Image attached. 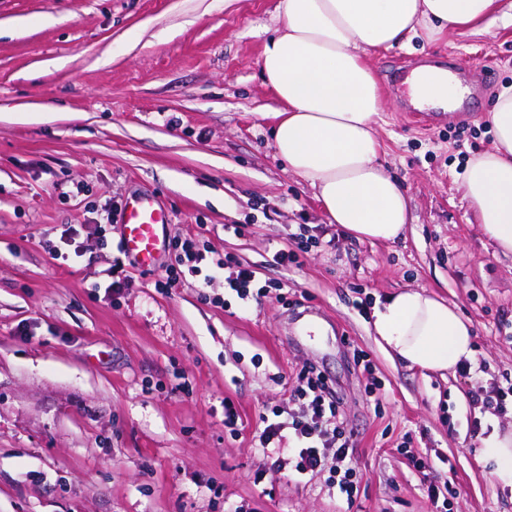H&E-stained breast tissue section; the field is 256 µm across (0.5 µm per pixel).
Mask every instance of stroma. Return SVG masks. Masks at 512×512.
Segmentation results:
<instances>
[{"instance_id":"obj_1","label":"stroma","mask_w":512,"mask_h":512,"mask_svg":"<svg viewBox=\"0 0 512 512\" xmlns=\"http://www.w3.org/2000/svg\"><path fill=\"white\" fill-rule=\"evenodd\" d=\"M277 2L0 0V512H432L427 479L453 488L451 512H512V489L480 458L512 427V405L472 402L512 378L500 329L512 255L460 188L466 154L491 144L489 101L512 82V19L370 54L380 160L410 208L404 239L373 243L329 223L275 153L280 103L258 61ZM422 66L479 87L471 110L411 109L402 78ZM43 105L50 120L12 119ZM141 192L168 210L171 236L232 256L269 293L241 301L221 273L161 290L160 266L128 267L130 287L109 291L121 226L106 246L97 227ZM302 224L319 247L271 266ZM72 226L78 254L54 258L47 241ZM405 288L471 321L469 374L385 356L372 309ZM357 349L371 372L355 367ZM306 363L331 379L356 432L354 501L327 474L273 466L255 436Z\"/></svg>"}]
</instances>
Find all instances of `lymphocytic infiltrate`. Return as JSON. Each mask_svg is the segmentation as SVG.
I'll return each instance as SVG.
<instances>
[{
  "label": "lymphocytic infiltrate",
  "mask_w": 512,
  "mask_h": 512,
  "mask_svg": "<svg viewBox=\"0 0 512 512\" xmlns=\"http://www.w3.org/2000/svg\"><path fill=\"white\" fill-rule=\"evenodd\" d=\"M168 248L175 262L166 270L160 285L174 287L185 275L202 269L221 270L233 266V259L193 240H171ZM301 383L287 406L274 410L258 435L261 447L288 449L289 464L295 477L328 473L347 499H354V431L340 418V401L330 381L316 366L303 365L297 374Z\"/></svg>",
  "instance_id": "lymphocytic-infiltrate-1"
}]
</instances>
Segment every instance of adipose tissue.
Wrapping results in <instances>:
<instances>
[{
	"instance_id": "ef3b65f1",
	"label": "adipose tissue",
	"mask_w": 512,
	"mask_h": 512,
	"mask_svg": "<svg viewBox=\"0 0 512 512\" xmlns=\"http://www.w3.org/2000/svg\"><path fill=\"white\" fill-rule=\"evenodd\" d=\"M277 12L259 66L283 105L271 129L278 157L314 190L330 223L361 240L396 241L409 202L379 160L374 124L384 104L368 56L416 38L486 32L497 16H512V0H279ZM409 85L418 104L443 109L464 93L439 69L414 71ZM487 119L492 145L467 159L461 187L484 235L512 254V84L498 88ZM372 317L378 345L407 366L443 372L474 358L470 320L426 291H398ZM482 455L512 488V430L494 431Z\"/></svg>"
}]
</instances>
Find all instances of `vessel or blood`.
I'll return each mask as SVG.
<instances>
[{
    "instance_id": "obj_1",
    "label": "vessel or blood",
    "mask_w": 512,
    "mask_h": 512,
    "mask_svg": "<svg viewBox=\"0 0 512 512\" xmlns=\"http://www.w3.org/2000/svg\"><path fill=\"white\" fill-rule=\"evenodd\" d=\"M122 222L119 246L124 257L143 270L158 267L167 252V211L144 192L126 202Z\"/></svg>"
}]
</instances>
